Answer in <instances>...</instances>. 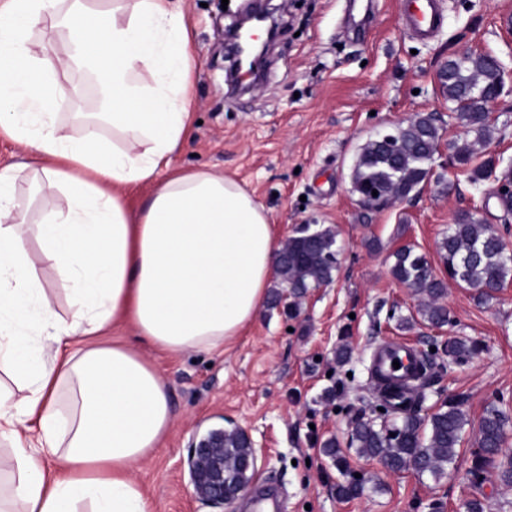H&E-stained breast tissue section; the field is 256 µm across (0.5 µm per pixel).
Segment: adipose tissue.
<instances>
[{"instance_id":"ef3b65f1","label":"adipose tissue","mask_w":512,"mask_h":512,"mask_svg":"<svg viewBox=\"0 0 512 512\" xmlns=\"http://www.w3.org/2000/svg\"><path fill=\"white\" fill-rule=\"evenodd\" d=\"M46 16L70 34L65 58L29 39ZM195 65L176 0H0V130L37 153L45 212L20 222L18 172L0 169V512H152L136 470L174 414L142 346L223 353L266 301L281 242L265 209L221 173L155 180L190 135ZM73 66L93 71L109 106L78 136L55 112L72 96L57 71ZM144 70L155 88L135 84ZM144 184L154 190L130 213L123 193ZM116 325L135 343L105 341Z\"/></svg>"}]
</instances>
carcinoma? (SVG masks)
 <instances>
[{"mask_svg":"<svg viewBox=\"0 0 512 512\" xmlns=\"http://www.w3.org/2000/svg\"><path fill=\"white\" fill-rule=\"evenodd\" d=\"M448 101L455 104L458 118L467 127L468 137L453 144L454 163L469 173V180L478 184L496 173L493 158L481 163L474 160L485 154L489 140L487 103L502 87L503 73L491 56L462 53L448 59L440 75ZM439 128L430 115H417L397 127L393 144L379 139L369 140L362 148L354 167L352 187L367 193L370 188L382 194L405 198L428 178L430 164L437 150ZM439 250L451 279L471 288L488 284L496 288L512 279V256L492 232L468 213L460 214L448 225ZM276 270L281 283L293 295L318 287L332 279L336 270L338 246L336 235L329 229L304 227L288 239L280 250ZM392 275L399 282L427 296L421 314L432 324L448 321V310L440 303L444 282L437 279L427 259L410 248L394 255ZM475 352L474 344L465 340L448 343V357L461 363ZM405 397L388 392L392 400L391 417L382 423L358 420L353 424L350 446L365 456L379 459L391 471L409 466L421 474L438 480L455 462V448L460 444L467 416L459 399L451 398L429 416L420 414L423 399L417 391L408 390ZM508 416L493 407L481 420L469 480L482 485L487 470L496 471L502 484L512 489V453L505 452ZM207 443L224 448V487L231 494L248 484L253 467L246 465L254 458L247 437L240 431L217 429L206 436ZM325 452L336 462L342 480L336 482V493L354 498L365 491V484L350 477L344 470L338 443L329 441Z\"/></svg>","mask_w":512,"mask_h":512,"instance_id":"obj_1","label":"carcinoma"}]
</instances>
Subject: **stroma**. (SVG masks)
Returning <instances> with one entry per match:
<instances>
[{"label": "stroma", "mask_w": 512, "mask_h": 512, "mask_svg": "<svg viewBox=\"0 0 512 512\" xmlns=\"http://www.w3.org/2000/svg\"><path fill=\"white\" fill-rule=\"evenodd\" d=\"M246 0H184L191 49L195 123L175 153L174 169L206 168L235 178L266 209L279 238L303 225L331 228L340 247L330 284L309 289L297 312L287 302L264 304L224 354L166 357L143 347L168 386L175 425L138 477L155 512H256L254 496L216 506L200 499L189 461L202 430L242 429L254 442L256 479L277 487L287 512H463L477 498L485 512H512V491L488 477L473 487L467 472L477 429L494 402L512 416V282L486 304L475 289L449 280L439 242L460 213L492 225L512 248V223L490 192L493 180L472 184L450 165L453 142L467 134L439 74L462 52L488 54L504 71V87L489 124L487 151L512 164V0H441L447 17L432 40L407 33L399 0H287L282 35L268 56L262 86L241 98L228 92V64L218 26L236 19ZM76 102L59 117L96 112L100 89L75 69L62 76ZM434 114L440 139L433 172L409 197L370 209L351 189L361 147L418 114ZM424 255L445 280L449 321L435 326L418 312L421 298L391 267L404 248ZM478 346L457 364L450 340ZM419 352L431 366L424 412L461 398L468 423L447 477L413 469L396 473L350 448L356 420L375 418L379 403L367 368L382 345ZM347 348L340 364L336 351ZM336 439L352 472L368 486L361 497L336 495L339 473L323 444Z\"/></svg>", "instance_id": "35a3bbf8"}]
</instances>
